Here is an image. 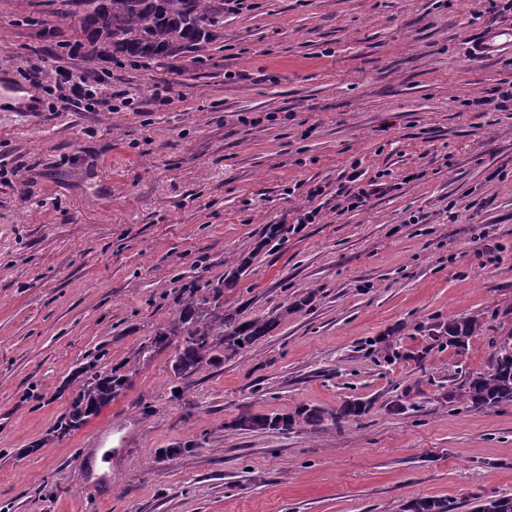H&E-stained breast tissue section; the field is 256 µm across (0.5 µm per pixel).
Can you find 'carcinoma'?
<instances>
[{
    "label": "carcinoma",
    "instance_id": "carcinoma-1",
    "mask_svg": "<svg viewBox=\"0 0 512 512\" xmlns=\"http://www.w3.org/2000/svg\"><path fill=\"white\" fill-rule=\"evenodd\" d=\"M82 6L81 33L89 43L88 59L132 57L165 59L178 57L188 49L213 38L211 27L220 12L219 0H77ZM195 290L181 297L178 316L155 336L161 347L171 340L186 337L177 345L174 361L182 378L190 380L206 366L251 350L267 336L279 320L302 309L312 299L277 309L268 317L241 321L237 314L220 310L203 317L198 315ZM480 315L448 318L438 335L458 350L468 346L470 338L482 329ZM197 340H189V337ZM494 352L489 367L468 376L448 391V400L475 410H491L512 403V331L492 341ZM128 376L118 371H94L80 381L77 397L60 420L56 432L66 435L90 415L109 405L125 388ZM368 411V402L348 398L338 407L302 406L291 413L258 414L241 410L224 429L248 433L294 430H338L343 422L358 419ZM402 512H455L454 503L436 497L409 500ZM473 512H512V497L483 495Z\"/></svg>",
    "mask_w": 512,
    "mask_h": 512
}]
</instances>
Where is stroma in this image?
<instances>
[{
	"instance_id": "35a3bbf8",
	"label": "stroma",
	"mask_w": 512,
	"mask_h": 512,
	"mask_svg": "<svg viewBox=\"0 0 512 512\" xmlns=\"http://www.w3.org/2000/svg\"><path fill=\"white\" fill-rule=\"evenodd\" d=\"M486 7L243 0L194 52L135 63L61 49L82 39L71 0H0V512H401L421 496L472 512L512 496V404L448 399L512 329V112L494 100L512 18ZM34 63L111 72L141 109L48 111ZM160 83L172 104L153 101ZM355 171L386 188L337 211ZM236 253L251 264L228 287ZM185 287L222 289L243 320L315 297L184 385L152 340ZM473 313L466 350L438 336ZM93 361L128 384L57 435ZM350 396L370 410L339 430L224 427L244 407Z\"/></svg>"
}]
</instances>
